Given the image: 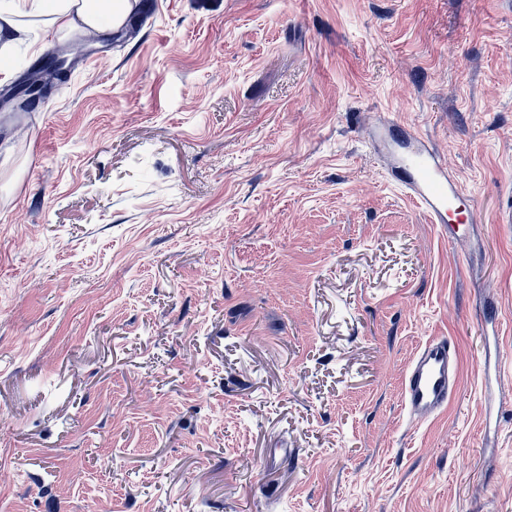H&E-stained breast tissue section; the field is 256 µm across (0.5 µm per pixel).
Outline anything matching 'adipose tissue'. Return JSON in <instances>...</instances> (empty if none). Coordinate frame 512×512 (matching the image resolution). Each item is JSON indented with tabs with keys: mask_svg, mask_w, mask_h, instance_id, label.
I'll use <instances>...</instances> for the list:
<instances>
[{
	"mask_svg": "<svg viewBox=\"0 0 512 512\" xmlns=\"http://www.w3.org/2000/svg\"><path fill=\"white\" fill-rule=\"evenodd\" d=\"M131 9L130 0H0V71L13 46L28 39L31 22L65 34L100 31L121 25Z\"/></svg>",
	"mask_w": 512,
	"mask_h": 512,
	"instance_id": "obj_1",
	"label": "adipose tissue"
}]
</instances>
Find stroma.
I'll use <instances>...</instances> for the list:
<instances>
[{
	"instance_id": "35a3bbf8",
	"label": "stroma",
	"mask_w": 512,
	"mask_h": 512,
	"mask_svg": "<svg viewBox=\"0 0 512 512\" xmlns=\"http://www.w3.org/2000/svg\"><path fill=\"white\" fill-rule=\"evenodd\" d=\"M132 23L0 112V512H512V8L140 0ZM63 43L36 29L0 93ZM377 112L446 154L468 243L385 178ZM434 336L459 383L414 421ZM459 377L458 350L447 337L429 339L420 348L402 380L409 413L425 419L448 405Z\"/></svg>"
}]
</instances>
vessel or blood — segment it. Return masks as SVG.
I'll list each match as a JSON object with an SVG mask.
<instances>
[{
	"instance_id": "1",
	"label": "vessel or blood",
	"mask_w": 512,
	"mask_h": 512,
	"mask_svg": "<svg viewBox=\"0 0 512 512\" xmlns=\"http://www.w3.org/2000/svg\"><path fill=\"white\" fill-rule=\"evenodd\" d=\"M397 147L391 175L430 223L447 226L448 218L467 195L442 153L416 128L380 117ZM459 377L458 350L444 337L429 339L420 348L402 380V395L409 413L425 419L447 406Z\"/></svg>"
}]
</instances>
